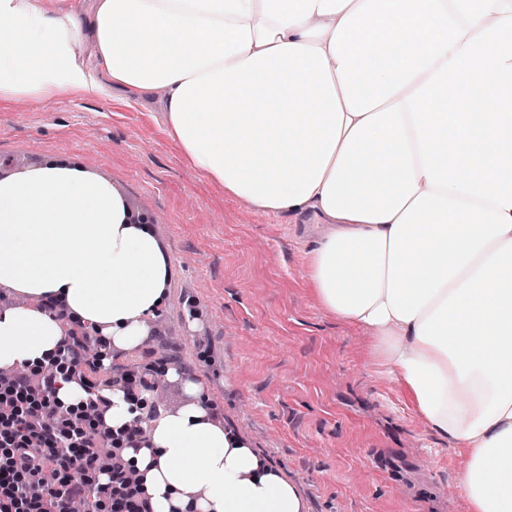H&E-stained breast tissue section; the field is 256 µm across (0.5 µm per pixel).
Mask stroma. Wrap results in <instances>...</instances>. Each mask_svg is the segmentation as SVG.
I'll return each mask as SVG.
<instances>
[{
	"label": "stroma",
	"mask_w": 512,
	"mask_h": 512,
	"mask_svg": "<svg viewBox=\"0 0 512 512\" xmlns=\"http://www.w3.org/2000/svg\"><path fill=\"white\" fill-rule=\"evenodd\" d=\"M56 155L110 180L170 260L153 355L137 366L154 408L180 403V382L155 379L177 368L295 487L300 512H469L453 492L465 456L380 372L368 330L308 288L312 214L275 217L226 197L181 156L157 100L0 101V173Z\"/></svg>",
	"instance_id": "obj_1"
}]
</instances>
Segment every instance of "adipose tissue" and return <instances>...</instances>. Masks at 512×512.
I'll list each match as a JSON object with an SVG mask.
<instances>
[{
    "instance_id": "adipose-tissue-1",
    "label": "adipose tissue",
    "mask_w": 512,
    "mask_h": 512,
    "mask_svg": "<svg viewBox=\"0 0 512 512\" xmlns=\"http://www.w3.org/2000/svg\"><path fill=\"white\" fill-rule=\"evenodd\" d=\"M363 0H0V101L88 91L158 97L167 132L226 196L274 215L312 213L308 253L322 307L368 327L380 368L432 433L467 454L470 512H512V230L487 243L413 320L387 301L391 222L329 215L322 189L358 118L329 46ZM235 107H226L227 99ZM169 265L110 182L73 160L0 179V285L29 297L0 309V368L34 371L66 339L50 298L117 348L140 346ZM123 448L154 512H300L292 485L207 418L200 386Z\"/></svg>"
}]
</instances>
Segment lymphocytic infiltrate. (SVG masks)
<instances>
[{"label":"lymphocytic infiltrate","mask_w":512,"mask_h":512,"mask_svg":"<svg viewBox=\"0 0 512 512\" xmlns=\"http://www.w3.org/2000/svg\"><path fill=\"white\" fill-rule=\"evenodd\" d=\"M56 377L17 375L0 391V512H70L84 498L89 512H153L149 497L130 494L114 507L113 484H126L120 470L103 469L98 447L105 432L91 416L72 414L34 426V413L54 412Z\"/></svg>","instance_id":"lymphocytic-infiltrate-1"}]
</instances>
